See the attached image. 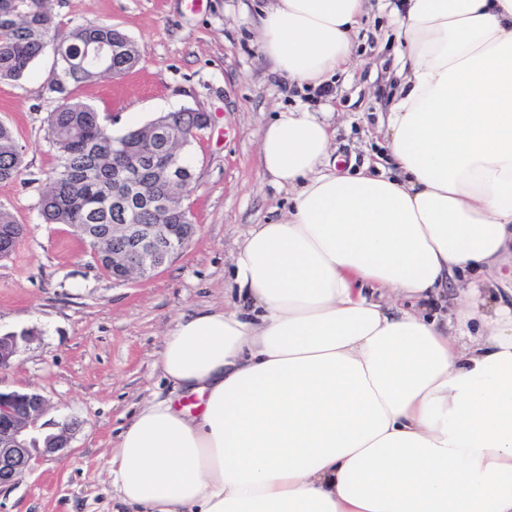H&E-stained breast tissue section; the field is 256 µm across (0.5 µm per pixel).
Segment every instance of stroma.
Segmentation results:
<instances>
[{"mask_svg": "<svg viewBox=\"0 0 512 512\" xmlns=\"http://www.w3.org/2000/svg\"><path fill=\"white\" fill-rule=\"evenodd\" d=\"M270 0H50L54 22L116 26L142 51L132 71L79 85L113 135L183 108L210 116L190 148L196 190L185 201L196 224L188 246L151 278L117 282L82 236L45 223L38 207L56 165L47 118L57 103L42 87L56 58L45 52L16 81L0 82V122L22 148L24 171L0 183V207L25 227L0 260V332H32L0 389H34L48 407L43 422L77 421L68 458L44 457L0 491V512H118L105 461L141 404L167 398L157 366L164 337L185 315L230 307L233 257L255 224H274L293 194L264 176L259 134L278 113L323 111L340 173L386 156L380 131L401 67L391 14L399 0H370L354 61L325 95L288 83L259 52L254 31ZM139 113L131 122L129 113Z\"/></svg>", "mask_w": 512, "mask_h": 512, "instance_id": "stroma-1", "label": "stroma"}]
</instances>
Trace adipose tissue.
<instances>
[{"label":"adipose tissue","mask_w":512,"mask_h":512,"mask_svg":"<svg viewBox=\"0 0 512 512\" xmlns=\"http://www.w3.org/2000/svg\"><path fill=\"white\" fill-rule=\"evenodd\" d=\"M368 0H274L256 43L322 86ZM384 136L396 176L322 172L325 119L279 113L260 167L295 192L233 259L239 305L158 359L105 461L140 512H512V306L460 275L512 248V0H403Z\"/></svg>","instance_id":"obj_1"}]
</instances>
